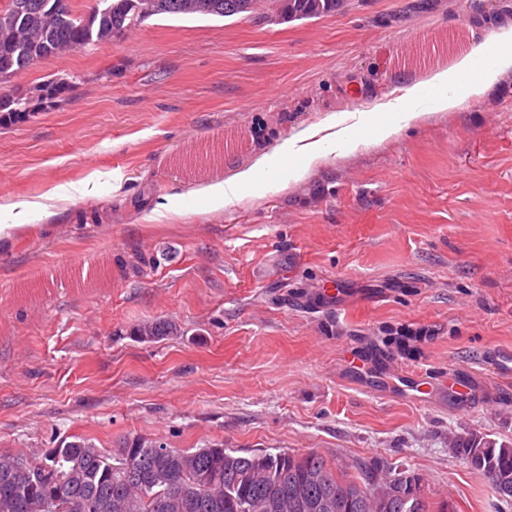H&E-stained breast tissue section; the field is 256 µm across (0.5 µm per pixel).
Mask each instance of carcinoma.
Here are the masks:
<instances>
[{"instance_id": "cac0c4a2", "label": "carcinoma", "mask_w": 512, "mask_h": 512, "mask_svg": "<svg viewBox=\"0 0 512 512\" xmlns=\"http://www.w3.org/2000/svg\"><path fill=\"white\" fill-rule=\"evenodd\" d=\"M17 3L21 10L0 24V123L32 112L30 100L4 93V84L33 60L110 41L150 17L258 13L281 22L335 14L344 0H95L85 12L72 0H4L0 13ZM73 88L51 79L36 92L50 103ZM177 333L161 320L133 330L147 342ZM452 449L512 502L511 445L466 432ZM376 470L353 475L315 451H243L222 443L191 451L146 438L107 450L82 438L37 458L0 451V512H432L425 491L408 492V482L398 491L392 476Z\"/></svg>"}]
</instances>
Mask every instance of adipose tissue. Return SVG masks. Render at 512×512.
<instances>
[{
    "label": "adipose tissue",
    "instance_id": "obj_1",
    "mask_svg": "<svg viewBox=\"0 0 512 512\" xmlns=\"http://www.w3.org/2000/svg\"><path fill=\"white\" fill-rule=\"evenodd\" d=\"M494 39L506 44L505 52L488 60L484 57V46H476L453 65L436 71L427 80L405 83L397 97L365 111L362 120L370 124L373 141H388L399 133L403 125L457 111L466 101H481L494 84L512 75V26L500 29ZM348 120L349 115L345 112L329 114L319 126L282 140L272 155L261 156L251 166L237 171L228 179L206 187L203 198L208 210L235 206L248 194L260 195L262 189L258 184V175L269 167L271 159L286 162L290 180L298 181L327 160L332 142H340L346 153H355L362 141L349 127ZM70 197L68 187L58 186L38 201L1 204L0 213L4 214L5 220L0 223V237L9 236L13 229L28 223L31 217L47 218L54 215L57 203Z\"/></svg>",
    "mask_w": 512,
    "mask_h": 512
}]
</instances>
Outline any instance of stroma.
Masks as SVG:
<instances>
[{
	"mask_svg": "<svg viewBox=\"0 0 512 512\" xmlns=\"http://www.w3.org/2000/svg\"><path fill=\"white\" fill-rule=\"evenodd\" d=\"M479 2L160 15L16 76L76 86L0 125V204L75 193L0 239V450L315 451L408 468L435 510L512 512L448 446L512 442L489 361L512 352V77L237 206L196 195L512 24V0ZM175 197L188 216L144 222ZM159 319L178 335L134 336Z\"/></svg>",
	"mask_w": 512,
	"mask_h": 512,
	"instance_id": "35a3bbf8",
	"label": "stroma"
}]
</instances>
